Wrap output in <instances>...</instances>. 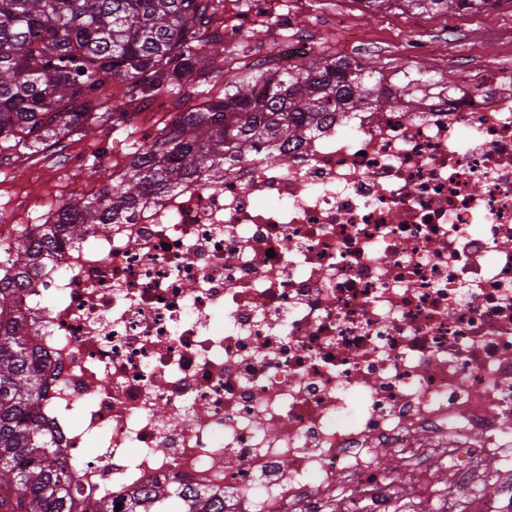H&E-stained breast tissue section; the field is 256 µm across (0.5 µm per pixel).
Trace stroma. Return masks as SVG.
Returning a JSON list of instances; mask_svg holds the SVG:
<instances>
[{"label": "stroma", "instance_id": "1", "mask_svg": "<svg viewBox=\"0 0 512 512\" xmlns=\"http://www.w3.org/2000/svg\"><path fill=\"white\" fill-rule=\"evenodd\" d=\"M269 14L283 20L288 33L316 41L324 56H339L361 65L369 83H392L410 77L420 82H453L464 87L465 74L478 73L486 61L512 66V0H496L479 12H426L391 8L373 10L364 0H271ZM173 95L147 100L127 125L104 123L95 135L68 136L58 147L38 156L45 174L33 179L27 163H15L0 176V211L26 215L36 223L45 196L64 200L72 195L93 197L99 187L91 181L77 185L64 174L68 157L121 168L132 143L150 142L158 128L176 112Z\"/></svg>", "mask_w": 512, "mask_h": 512}]
</instances>
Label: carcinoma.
<instances>
[{"mask_svg": "<svg viewBox=\"0 0 512 512\" xmlns=\"http://www.w3.org/2000/svg\"><path fill=\"white\" fill-rule=\"evenodd\" d=\"M493 0H366L379 10L481 11ZM224 0H0V155L48 148L61 130L94 131L112 115L131 122L130 104L159 94L196 105L177 112L117 172L91 163L92 198L65 200L51 218L0 244V509L5 512H112L78 490L73 473L41 427L40 374L31 324L18 306L31 275L64 239L129 222L149 194L163 195L200 175L251 158L260 141L302 144L326 115L381 103L360 66L330 56L302 59L288 72L224 75V33L211 27ZM223 79L224 96L203 88ZM127 98L108 101L112 81ZM224 512V497L182 491L177 482L134 493L128 512Z\"/></svg>", "mask_w": 512, "mask_h": 512, "instance_id": "obj_1", "label": "carcinoma"}]
</instances>
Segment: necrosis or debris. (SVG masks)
<instances>
[{
	"mask_svg": "<svg viewBox=\"0 0 512 512\" xmlns=\"http://www.w3.org/2000/svg\"><path fill=\"white\" fill-rule=\"evenodd\" d=\"M475 81L416 111L380 84L288 165L264 145L59 247L21 308L82 493L406 512L445 468V512L512 507V77Z\"/></svg>",
	"mask_w": 512,
	"mask_h": 512,
	"instance_id": "obj_1",
	"label": "necrosis or debris"
}]
</instances>
